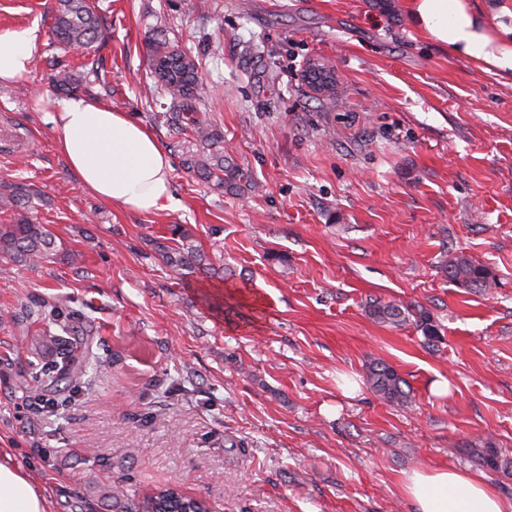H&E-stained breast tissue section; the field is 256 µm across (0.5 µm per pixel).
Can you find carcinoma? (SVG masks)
Wrapping results in <instances>:
<instances>
[{"label": "carcinoma", "mask_w": 512, "mask_h": 512, "mask_svg": "<svg viewBox=\"0 0 512 512\" xmlns=\"http://www.w3.org/2000/svg\"><path fill=\"white\" fill-rule=\"evenodd\" d=\"M52 35L57 43L66 48H87L103 36L102 17L90 0H58ZM148 61L151 73L159 71L164 77L160 86L170 97V118L191 132L199 145L196 158L186 160L187 168L218 190L245 178L241 171L224 165V138L198 109V68L195 59L166 40L157 39L149 47ZM35 197L37 193L26 184L11 185L7 193L0 194V209L16 210L14 222L0 224V255L17 262L36 264L47 259L53 251L54 241L44 225L32 223L22 213V209L28 207ZM172 235L179 240L177 247L158 245L164 262L179 275L185 271L209 274L208 261L192 244V234L176 227ZM442 271L457 287L468 291L486 287L491 278L489 268L465 255L448 260L442 266ZM367 312L372 319L393 325L412 317L427 337L437 336L430 314L422 308L405 311L390 303L373 302L369 304ZM55 326L62 335L45 329L43 334L31 339V345L36 348L52 345L63 351L62 366L57 369V375L76 380L87 372L86 342L82 339L75 343L67 342L66 337L73 334V327L58 322ZM367 381L372 391L386 402L402 404L408 397L404 389L405 380L385 363L371 364L367 370ZM151 507L155 508V512H199L206 509L203 503L186 500L174 487L156 492Z\"/></svg>", "instance_id": "cac0c4a2"}]
</instances>
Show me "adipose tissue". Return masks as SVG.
<instances>
[{
  "mask_svg": "<svg viewBox=\"0 0 512 512\" xmlns=\"http://www.w3.org/2000/svg\"><path fill=\"white\" fill-rule=\"evenodd\" d=\"M412 26L430 42L512 83V0H406ZM38 29L0 27V84L28 81ZM56 148L81 189L122 209L169 208L171 162L154 135L120 112L75 97L53 117ZM402 490L414 512H512L483 478L441 466L406 473ZM0 512H51V502L0 448Z\"/></svg>",
  "mask_w": 512,
  "mask_h": 512,
  "instance_id": "1",
  "label": "adipose tissue"
}]
</instances>
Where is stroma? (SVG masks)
I'll return each instance as SVG.
<instances>
[{
  "mask_svg": "<svg viewBox=\"0 0 512 512\" xmlns=\"http://www.w3.org/2000/svg\"><path fill=\"white\" fill-rule=\"evenodd\" d=\"M95 3L106 37L78 52L53 41L56 0H0V26L39 33L29 81L0 85V185L36 189L26 214L56 241L50 260L0 261V311L16 314L0 319V448L53 512H137L171 484L211 512H412L405 473L442 465L512 501V86L428 41L404 0ZM158 37L195 58L200 108L252 188L187 170L197 148L160 119L147 65ZM310 59L333 63L332 95L305 84ZM64 66L153 133L172 208L80 189L51 120ZM176 224L214 277L154 250ZM461 253L490 269L486 288L444 276ZM57 298L101 367L25 388L58 359L24 342L30 309ZM374 300L426 308L437 338L374 322ZM377 361L405 404L366 385ZM487 444L498 468L471 454Z\"/></svg>",
  "mask_w": 512,
  "mask_h": 512,
  "instance_id": "obj_1",
  "label": "stroma"
}]
</instances>
